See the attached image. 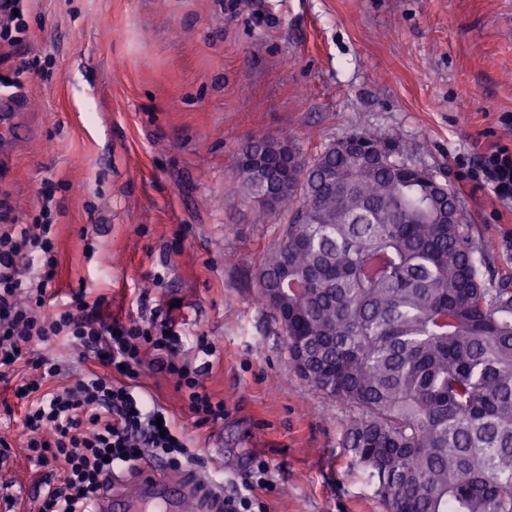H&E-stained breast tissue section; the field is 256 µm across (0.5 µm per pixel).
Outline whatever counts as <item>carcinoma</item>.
<instances>
[{
  "mask_svg": "<svg viewBox=\"0 0 512 512\" xmlns=\"http://www.w3.org/2000/svg\"><path fill=\"white\" fill-rule=\"evenodd\" d=\"M355 133L288 179L237 169L283 212L257 273L296 372L354 415L342 447L387 512H512V276L448 185Z\"/></svg>",
  "mask_w": 512,
  "mask_h": 512,
  "instance_id": "1",
  "label": "carcinoma"
}]
</instances>
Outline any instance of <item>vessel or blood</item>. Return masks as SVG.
Returning <instances> with one entry per match:
<instances>
[{"label":"vessel or blood","instance_id":"obj_1","mask_svg":"<svg viewBox=\"0 0 512 512\" xmlns=\"http://www.w3.org/2000/svg\"><path fill=\"white\" fill-rule=\"evenodd\" d=\"M19 101L10 95L0 96V139L13 137L15 109ZM193 502L196 512H224V493L202 478L170 479L158 477L152 464L131 486L109 488L94 501L91 512H183L186 502Z\"/></svg>","mask_w":512,"mask_h":512}]
</instances>
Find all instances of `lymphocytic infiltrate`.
<instances>
[{
	"mask_svg": "<svg viewBox=\"0 0 512 512\" xmlns=\"http://www.w3.org/2000/svg\"><path fill=\"white\" fill-rule=\"evenodd\" d=\"M472 175L489 184L499 200L512 202L511 147L481 153ZM50 202V195H43L29 224L11 223L7 203H0V379L20 361L34 372L21 385L28 404L26 446L40 465L61 475L60 486L43 498L39 512H89L112 476L137 470L145 456L190 475L199 464L175 420L155 399L137 393V380L159 373L175 377L198 428L223 420L224 402L203 380L207 360L216 353L205 334L196 336L203 361L195 366L178 355L182 337L173 318L123 323L103 316L100 301H89L82 292L55 303L58 261ZM55 340L92 353L98 370L64 389L53 388L60 364L28 352ZM269 474V463L258 461L241 486L225 496L224 512H255L258 490L271 485Z\"/></svg>",
	"mask_w": 512,
	"mask_h": 512,
	"instance_id": "f902f5d3",
	"label": "lymphocytic infiltrate"
}]
</instances>
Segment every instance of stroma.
Instances as JSON below:
<instances>
[{"mask_svg": "<svg viewBox=\"0 0 512 512\" xmlns=\"http://www.w3.org/2000/svg\"><path fill=\"white\" fill-rule=\"evenodd\" d=\"M25 21L27 41L0 64L25 102L20 135L0 143V193L28 224L51 192L58 301L83 291L124 322L172 315L186 358L209 336L204 382L223 421L194 428L164 376L141 390L225 493L264 459V512H387L341 446L352 409L298 375L258 297L282 219L256 222L235 160L255 136L291 139L310 161L377 134L455 191L512 274V203L469 176L477 155L512 147V0H31ZM31 375L20 362L0 381L25 491L13 512H37L58 481L25 447L14 390Z\"/></svg>", "mask_w": 512, "mask_h": 512, "instance_id": "1", "label": "stroma"}]
</instances>
